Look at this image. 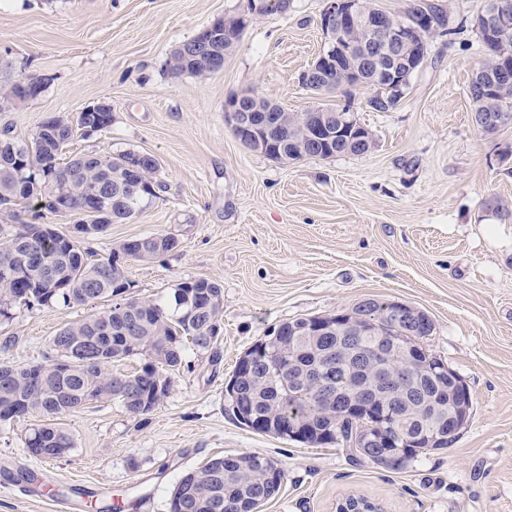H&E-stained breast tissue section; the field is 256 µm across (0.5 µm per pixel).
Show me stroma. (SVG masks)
Instances as JSON below:
<instances>
[{
  "label": "stroma",
  "instance_id": "1",
  "mask_svg": "<svg viewBox=\"0 0 512 512\" xmlns=\"http://www.w3.org/2000/svg\"><path fill=\"white\" fill-rule=\"evenodd\" d=\"M451 32L399 106L374 112L368 88L317 96L302 74L322 51L323 0H292L257 17L224 68L172 74V50L246 0H0V84L27 77L41 93L0 112V134L31 139L57 113L95 102L112 126L75 135L69 154L136 150L158 161L157 198L90 239L98 256L129 239L174 234L150 263L128 261L129 293L168 299L174 284L224 287L221 359L188 354L168 398L149 415L95 401L64 417L75 446L45 462L23 445L26 423L0 426V512H51L53 497L88 491L85 512H167L186 471L227 454L276 460L286 479L262 512H336L347 496L383 512H512V127L478 131L468 85L486 56L474 25L484 0H435ZM250 91L289 112L351 104L374 136L363 155L282 163L243 146L224 103ZM366 298L426 311V345L468 384L470 423L451 448L388 471L336 447H308L239 424L226 383L241 354L282 322L336 314ZM91 306L21 308L0 323V362L42 361L54 336ZM40 473L48 492L19 481Z\"/></svg>",
  "mask_w": 512,
  "mask_h": 512
}]
</instances>
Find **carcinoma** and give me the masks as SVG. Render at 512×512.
<instances>
[{
	"mask_svg": "<svg viewBox=\"0 0 512 512\" xmlns=\"http://www.w3.org/2000/svg\"><path fill=\"white\" fill-rule=\"evenodd\" d=\"M413 20L427 21L434 33H448V15L431 0H414L403 18L405 22ZM478 32L488 51L487 59L478 67L481 76L498 72L503 64H512V35L490 38L484 24ZM364 40L366 35L360 32L342 42L350 52L349 61L341 62L342 67H355L359 44ZM190 44H195V39L183 42L182 51L174 49L167 66L175 74L202 76L206 69L188 48ZM389 66L390 61L382 58L362 71L366 87L372 91L367 107L375 112H390L396 107L375 88ZM471 94L475 112L488 114L500 111L504 105L512 107V82L489 91L473 87ZM26 101L17 82L0 94L1 109ZM241 104L245 111L259 113L263 127L273 131L274 149L288 161L365 154L357 145L346 146L348 134L327 142L314 141L309 136L306 112H287L246 92ZM96 122L101 130H109L112 113L81 112L75 118L59 114L42 121L29 141L0 137V206L7 210L21 201L33 209L36 219L47 211L79 213L82 220L74 225L72 238L56 233L47 224L0 225V318L8 320L14 309L22 307L108 303L107 309L61 329L54 336L51 354L45 361L22 367L0 363V422L23 421L34 413L41 416L42 420L25 432L24 445L31 456L43 460L61 458L75 447L73 434L59 423L61 417L100 400L116 401L134 417L147 415L169 396L172 376L184 366L189 348L210 353L214 364L220 359L215 347L224 313V288L216 281H181L163 303L130 297L125 299L127 310L113 308L114 294H123L129 288L124 261L150 262L174 250L178 240L170 234L141 237L122 243L108 257L98 259L92 250L81 246L82 240L99 236L110 225L132 218L145 199L155 196L157 162L147 153H86L60 161L62 149L74 133L86 131ZM136 155L139 172L126 190L125 209L110 215L100 209L92 214L81 213L97 182L103 177L121 179L128 161ZM48 171L57 174V187L55 193L45 196L34 190V183ZM387 307L388 303L373 300L364 309L381 331V335L369 336L362 342L368 357L381 372L397 380L413 371L427 393H436L448 384V375L434 370L439 358L423 344L408 346L401 338V328L387 320ZM301 323V317L283 322L253 344L251 374L243 380L240 397L235 401L227 399L234 418L253 414L264 420V425L255 428L258 433L318 424L323 388L352 389L350 381L327 368V361H336V336H322L312 347L308 337L294 335L292 326ZM89 339L97 340L99 345L96 364L75 363L70 375L60 376L53 368L56 358L66 357L68 349ZM123 360H137L139 367L127 373H112V362ZM309 366L319 368L322 385L302 396L288 393L285 385L289 375ZM350 426L346 420L314 441L341 448L352 460L361 458L360 449L345 446L344 433ZM267 462V457L255 453L227 454L222 463L207 461L193 469L198 477L194 499L184 497L185 480H180L169 498V512H225L226 502L234 504V512H262L286 479L284 469L269 471Z\"/></svg>",
	"mask_w": 512,
	"mask_h": 512,
	"instance_id": "cac0c4a2",
	"label": "carcinoma"
}]
</instances>
